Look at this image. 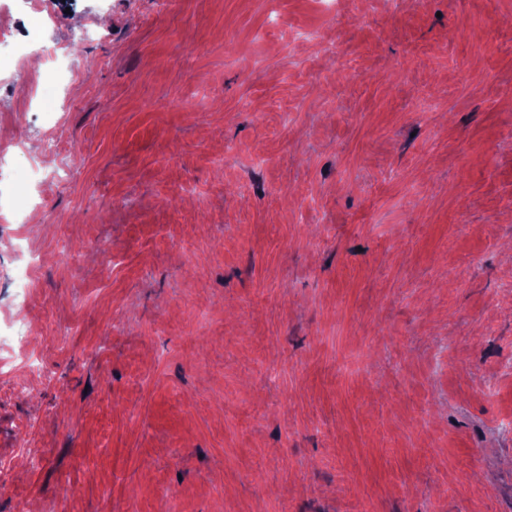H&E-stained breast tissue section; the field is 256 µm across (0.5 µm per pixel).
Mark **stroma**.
<instances>
[{"instance_id": "35a3bbf8", "label": "stroma", "mask_w": 512, "mask_h": 512, "mask_svg": "<svg viewBox=\"0 0 512 512\" xmlns=\"http://www.w3.org/2000/svg\"><path fill=\"white\" fill-rule=\"evenodd\" d=\"M45 8L0 14L52 377L0 512H512V0Z\"/></svg>"}]
</instances>
